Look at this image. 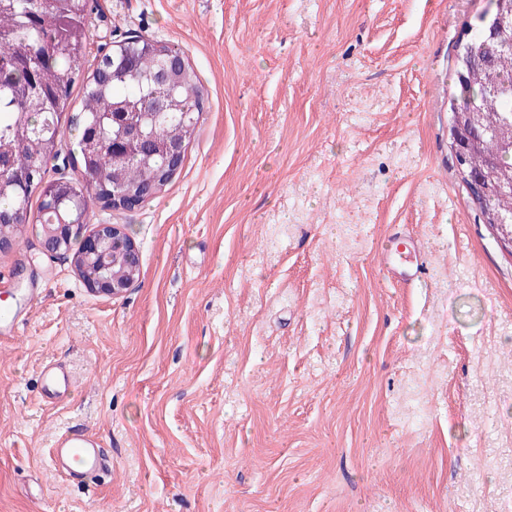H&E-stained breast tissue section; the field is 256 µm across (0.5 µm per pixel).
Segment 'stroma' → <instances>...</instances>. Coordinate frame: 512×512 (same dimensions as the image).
<instances>
[{
	"label": "stroma",
	"instance_id": "stroma-1",
	"mask_svg": "<svg viewBox=\"0 0 512 512\" xmlns=\"http://www.w3.org/2000/svg\"><path fill=\"white\" fill-rule=\"evenodd\" d=\"M486 0H90L113 42L178 46L205 93L182 166L90 226L140 275L90 291L38 229L0 252V512H512V256L446 127ZM416 238L396 282L379 254ZM65 368L48 404L41 372ZM66 431L107 470L51 467ZM413 239H408L405 244V250H407L410 254H413L415 262L404 269H396L392 266L390 254L383 253L380 261L381 263L391 272V274L406 283H413L415 281H419V274L421 273V269L425 263L426 255L419 249V247L414 243Z\"/></svg>",
	"mask_w": 512,
	"mask_h": 512
}]
</instances>
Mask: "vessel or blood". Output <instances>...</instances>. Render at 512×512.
Returning <instances> with one entry per match:
<instances>
[{"mask_svg": "<svg viewBox=\"0 0 512 512\" xmlns=\"http://www.w3.org/2000/svg\"><path fill=\"white\" fill-rule=\"evenodd\" d=\"M405 248L413 254L414 262L407 268L394 270L393 275L401 281L412 283L418 281L426 256L414 241H407ZM42 377L44 391L51 399L57 398L71 385L70 377L51 364L44 366ZM51 461L54 470L61 477L74 481L94 477L107 466L96 438L71 432L58 436L51 453Z\"/></svg>", "mask_w": 512, "mask_h": 512, "instance_id": "obj_1", "label": "vessel or blood"}]
</instances>
